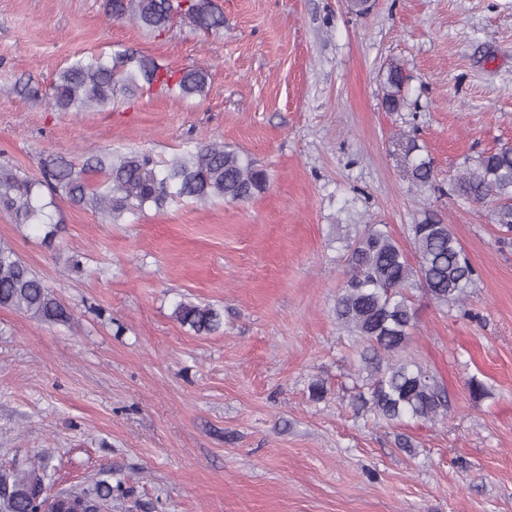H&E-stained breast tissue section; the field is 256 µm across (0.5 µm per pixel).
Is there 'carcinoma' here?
<instances>
[{"label":"carcinoma","instance_id":"1","mask_svg":"<svg viewBox=\"0 0 512 512\" xmlns=\"http://www.w3.org/2000/svg\"><path fill=\"white\" fill-rule=\"evenodd\" d=\"M105 14L129 20L161 33L177 18L203 31L224 26V15L212 0H105ZM406 82L403 65L386 66L382 102L389 111L401 104ZM207 74L199 69L172 71L148 56L117 53L108 59L82 58L64 68L51 87L50 102L59 112H85L107 107L117 96H134L144 88L179 90L185 97L205 92ZM414 139L405 141L404 163L412 182L433 183L429 158L419 154ZM101 179L92 183L87 174ZM269 175L246 154L217 143L199 145L174 156L157 168L151 155L92 149L81 168L54 156L44 159L41 177L21 178L0 166V211L15 223L44 228L50 243L59 225L48 222L46 209L56 198L90 208L117 222L130 201L142 207L152 202L160 208L172 201L193 199L246 201L266 189ZM50 191L44 198L43 189ZM454 196L471 202L496 203L495 224L512 235V147H501L478 158L451 185ZM416 263H411L386 224H365L354 237L343 240L348 278L336 297V321L363 343L360 351L366 372L360 409L389 422L430 420L448 411V396L433 378L403 357L415 323L409 293L420 286L445 305L464 301L474 282L475 269L448 225L426 216L408 228ZM0 308H10L29 318L64 323L67 308L48 289L36 271L9 246L0 244ZM174 315L197 334H211L224 324L220 309L210 304L181 302ZM112 499V485L72 489L47 495L46 475L36 466L0 474V512H99Z\"/></svg>","mask_w":512,"mask_h":512}]
</instances>
